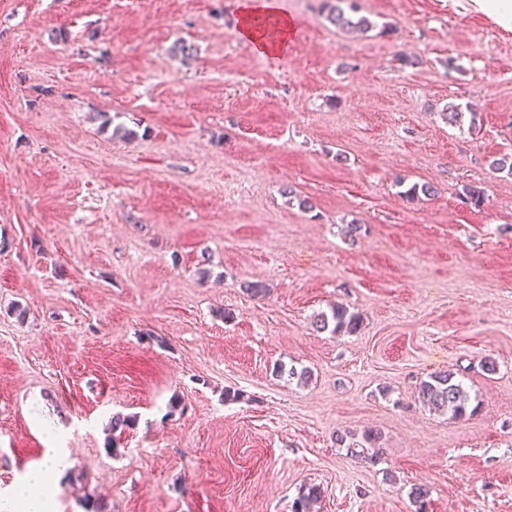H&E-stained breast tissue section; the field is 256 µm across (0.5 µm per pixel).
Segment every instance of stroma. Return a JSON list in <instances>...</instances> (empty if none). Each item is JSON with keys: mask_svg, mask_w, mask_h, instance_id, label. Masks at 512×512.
Returning <instances> with one entry per match:
<instances>
[{"mask_svg": "<svg viewBox=\"0 0 512 512\" xmlns=\"http://www.w3.org/2000/svg\"><path fill=\"white\" fill-rule=\"evenodd\" d=\"M275 2L267 57L237 0H0V495L56 448L54 512H512V22ZM451 367L470 419L418 398ZM354 0H322L326 18L336 27L351 31H366L371 22L365 16H357ZM256 11L251 4L244 2L238 10V23L236 26L237 34L240 38L251 43L252 47L261 55L280 56L288 46L290 35L295 32V24L281 16L279 20V36L270 39L267 32L256 23L257 17H254ZM317 331H325L330 326L333 335L355 333L360 326V315L351 311L349 307L344 305H336L332 307L330 315L321 313L314 321ZM362 442L360 444H355L359 448H351L348 445L347 452L351 454L352 457L361 458L364 461H368L369 463H376L379 459V448H377V444L380 440V435L378 432L374 430H365L361 437ZM322 494L320 485L305 484L299 489L298 497L294 501L293 512H312L313 506L322 498Z\"/></svg>", "mask_w": 512, "mask_h": 512, "instance_id": "1", "label": "stroma"}]
</instances>
